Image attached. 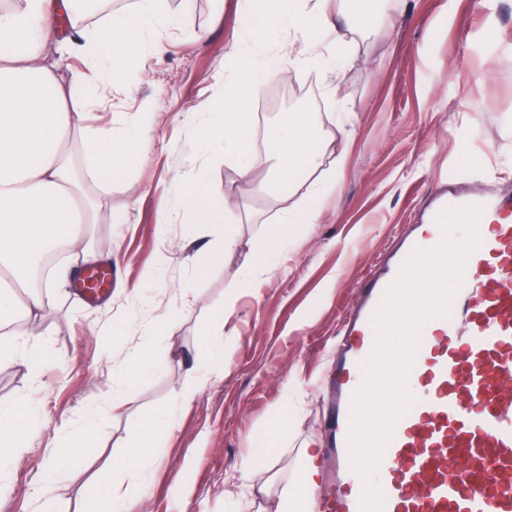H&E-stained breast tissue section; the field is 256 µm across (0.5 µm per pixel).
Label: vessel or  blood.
Here are the masks:
<instances>
[{
  "mask_svg": "<svg viewBox=\"0 0 512 512\" xmlns=\"http://www.w3.org/2000/svg\"><path fill=\"white\" fill-rule=\"evenodd\" d=\"M476 204L480 247L468 258L449 316L428 321L408 375L415 398L396 423L378 473L383 512H512V195L437 194L384 273L365 276L345 314L331 363L335 400L314 469L333 489L314 512H360L362 482L349 463L352 397L375 342L372 319L407 257L439 243L447 207Z\"/></svg>",
  "mask_w": 512,
  "mask_h": 512,
  "instance_id": "b4317fda",
  "label": "vessel or blood"
}]
</instances>
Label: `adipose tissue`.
<instances>
[{
	"label": "adipose tissue",
	"mask_w": 512,
	"mask_h": 512,
	"mask_svg": "<svg viewBox=\"0 0 512 512\" xmlns=\"http://www.w3.org/2000/svg\"><path fill=\"white\" fill-rule=\"evenodd\" d=\"M75 0H14L0 9V279L12 290H0V334L29 337L18 328L19 318L32 321L46 312L41 296L30 295L19 305L16 289L25 287V275L37 266L46 248L62 241L74 257L49 276L46 287L73 277L76 262L93 261L81 225L97 223L99 213L85 199L87 182L100 173L119 172L126 161L144 159L152 140L150 113H134L121 134L88 123L90 111L101 107L96 91L83 73L60 78L45 63V49L56 40L59 21L71 12ZM161 0H137L134 11L113 12L105 25L85 37L79 50L88 69L120 71L122 63L141 61L142 36L152 33L151 46L161 52L163 32L170 19ZM386 0H247L244 10L253 18L243 45L228 54L229 91L218 111L203 113L205 136L224 150L239 180L252 181L254 163L250 136L242 118L261 91L253 77L262 68L265 79L279 80L284 67L268 52V34L288 28L301 44L295 59L304 65L316 55L322 38H331L337 51L333 72L345 62L344 35L390 25ZM337 135L324 136L310 113L296 112L269 129L266 150L273 161L268 184L274 194H287L272 236L251 241L248 266L272 267L287 246L296 225L319 223L320 203L336 191L349 152L345 125ZM79 141L84 158L81 171L71 163V143ZM238 208L232 192L223 197L199 185L189 205L197 224L231 222ZM42 423L25 396L0 399V475L18 461L31 433ZM172 418L150 416L144 431L126 455L114 461L117 469L145 470L156 461L158 443L170 434Z\"/></svg>",
	"instance_id": "1"
}]
</instances>
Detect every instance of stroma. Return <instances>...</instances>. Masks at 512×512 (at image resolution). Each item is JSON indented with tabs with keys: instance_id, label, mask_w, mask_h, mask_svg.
<instances>
[{
	"instance_id": "1",
	"label": "stroma",
	"mask_w": 512,
	"mask_h": 512,
	"mask_svg": "<svg viewBox=\"0 0 512 512\" xmlns=\"http://www.w3.org/2000/svg\"><path fill=\"white\" fill-rule=\"evenodd\" d=\"M472 2L390 0L391 29L347 33L337 87L326 76L328 58L293 66L292 35L272 31L270 52L288 75L265 87L275 104L251 114L254 127L269 129L299 111L328 134L342 112L352 113L354 126L341 183L323 201L320 222L299 225L274 269L258 272L244 267L243 245L269 236L282 207L264 189L266 151L253 154L257 179L235 183V170L203 146L189 118L223 99L226 54L249 19L240 0H163L171 19L164 52L97 83L104 105L96 123L121 133L145 104L155 117L148 159L128 166L111 191L90 192L100 219L85 235L97 266L112 271L109 291L90 304L76 283L50 289L48 316L32 331L58 363L35 378L21 365L0 369V398L27 395L46 419L9 473L0 512H84L105 477L143 498L142 512H269L292 484L303 449L324 445L333 397L324 370L362 276L384 268L445 183L512 191V0L478 11ZM199 175L218 193L233 186L240 212L232 227L239 248L201 272L192 256L225 229L188 221L187 195ZM255 279L257 291L249 286ZM134 285L140 294H131ZM173 306L172 334L153 335L156 318ZM219 311L224 375L207 381L210 368L202 366L201 393L175 409L186 378L180 351L204 344L202 322ZM111 330L122 333L120 344H108ZM142 343L155 349L153 366L122 376L130 347ZM116 399L121 414L101 417L85 457L57 476L52 500L36 498L49 461L65 446L64 428L79 425L89 404ZM171 408L175 426L156 466L135 478L108 473L141 418ZM250 455L265 487L260 496L241 485L240 464Z\"/></svg>"
}]
</instances>
